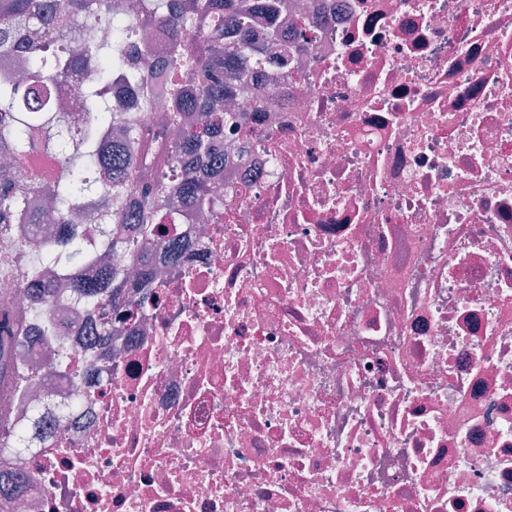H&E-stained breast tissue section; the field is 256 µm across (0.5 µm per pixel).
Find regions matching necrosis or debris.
I'll return each instance as SVG.
<instances>
[{"label":"necrosis or debris","instance_id":"4bbe7bcc","mask_svg":"<svg viewBox=\"0 0 512 512\" xmlns=\"http://www.w3.org/2000/svg\"><path fill=\"white\" fill-rule=\"evenodd\" d=\"M308 4L107 341L0 226V512H512V0Z\"/></svg>","mask_w":512,"mask_h":512}]
</instances>
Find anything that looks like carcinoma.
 I'll use <instances>...</instances> for the list:
<instances>
[{"label":"carcinoma","mask_w":512,"mask_h":512,"mask_svg":"<svg viewBox=\"0 0 512 512\" xmlns=\"http://www.w3.org/2000/svg\"><path fill=\"white\" fill-rule=\"evenodd\" d=\"M150 2L149 11L120 18L115 0H0V150L19 159L33 146L30 124L57 137L72 106L87 113L88 122L71 142L57 146L69 176L41 184L40 191L52 204L54 223L111 224L116 233L112 244L136 239L143 264L162 246L155 224L163 203L170 198L187 207L202 202L212 191L205 169L217 139L226 127H246L243 113L224 108V100L267 60L288 67V43L279 24L284 0H265L271 25L260 38L252 34L256 0ZM154 24L170 31V54L158 64L145 49L137 62H130L128 33ZM106 27L116 34L100 37ZM78 68L85 72L86 87L71 103L60 97L58 86ZM114 72L136 90L135 103L111 101ZM159 75L168 95V126L164 139L145 150L141 129L127 124L124 113L148 106L145 92L153 90ZM32 193L16 167L0 165V224L43 223ZM36 248L50 256L39 281L66 274L78 296L109 292L101 302L104 307L112 306L128 283L110 265L102 267L98 280L83 279L78 267L87 255L74 235L60 242L41 241ZM11 339L0 335V373L13 363Z\"/></svg>","instance_id":"carcinoma-1"}]
</instances>
